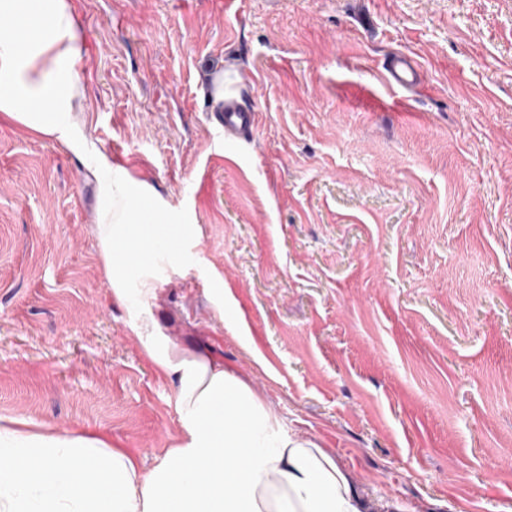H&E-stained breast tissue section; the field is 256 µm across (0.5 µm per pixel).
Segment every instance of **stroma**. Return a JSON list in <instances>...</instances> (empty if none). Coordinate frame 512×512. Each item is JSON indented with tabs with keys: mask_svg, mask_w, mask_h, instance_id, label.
I'll use <instances>...</instances> for the list:
<instances>
[{
	"mask_svg": "<svg viewBox=\"0 0 512 512\" xmlns=\"http://www.w3.org/2000/svg\"><path fill=\"white\" fill-rule=\"evenodd\" d=\"M75 3L83 149L0 123V417L107 432L146 473L179 435L100 256L103 155L196 228L157 291L174 343L370 501L512 512V0ZM240 69L259 131L229 145L211 83ZM384 77L393 88L412 90L420 82V66L406 54L393 56L384 68Z\"/></svg>",
	"mask_w": 512,
	"mask_h": 512,
	"instance_id": "stroma-1",
	"label": "stroma"
}]
</instances>
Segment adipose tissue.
I'll use <instances>...</instances> for the list:
<instances>
[{"label":"adipose tissue","instance_id":"obj_1","mask_svg":"<svg viewBox=\"0 0 512 512\" xmlns=\"http://www.w3.org/2000/svg\"><path fill=\"white\" fill-rule=\"evenodd\" d=\"M86 54L74 0H0V122L80 147L73 114ZM100 194L112 295L137 310L132 330L174 388L179 436L146 474L106 435H47L0 418V512H375L326 450L285 431L223 361L164 332L157 287L192 227L160 223L129 178L103 182Z\"/></svg>","mask_w":512,"mask_h":512}]
</instances>
